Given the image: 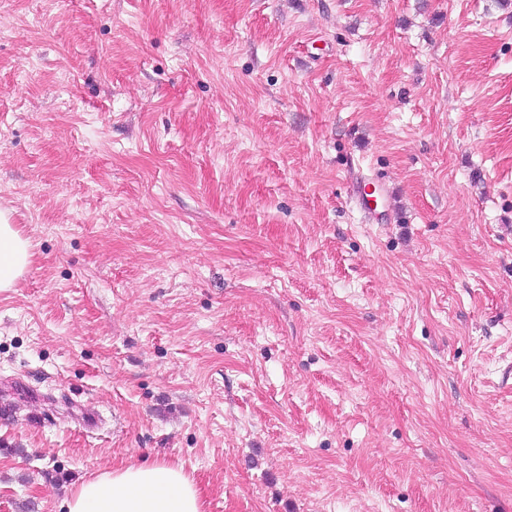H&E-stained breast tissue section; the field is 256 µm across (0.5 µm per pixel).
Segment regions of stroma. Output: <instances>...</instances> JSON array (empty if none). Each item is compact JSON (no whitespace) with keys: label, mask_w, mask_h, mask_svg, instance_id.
Instances as JSON below:
<instances>
[{"label":"stroma","mask_w":512,"mask_h":512,"mask_svg":"<svg viewBox=\"0 0 512 512\" xmlns=\"http://www.w3.org/2000/svg\"><path fill=\"white\" fill-rule=\"evenodd\" d=\"M0 210V512H512V0H0ZM32 258L29 240L10 224L8 214L0 211V290L14 288ZM64 504L67 512H204L195 482L182 468L159 461L95 474Z\"/></svg>","instance_id":"1"}]
</instances>
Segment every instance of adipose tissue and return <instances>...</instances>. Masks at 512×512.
Masks as SVG:
<instances>
[{"mask_svg": "<svg viewBox=\"0 0 512 512\" xmlns=\"http://www.w3.org/2000/svg\"><path fill=\"white\" fill-rule=\"evenodd\" d=\"M33 258L23 238L0 211V290L16 286ZM67 512H204L195 482L163 462L130 463L83 482L65 502Z\"/></svg>", "mask_w": 512, "mask_h": 512, "instance_id": "obj_1", "label": "adipose tissue"}]
</instances>
